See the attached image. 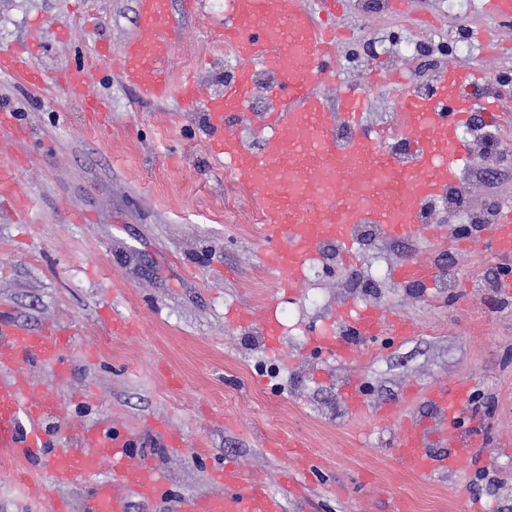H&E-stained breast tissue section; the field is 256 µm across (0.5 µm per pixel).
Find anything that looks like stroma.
Here are the masks:
<instances>
[{
    "mask_svg": "<svg viewBox=\"0 0 512 512\" xmlns=\"http://www.w3.org/2000/svg\"><path fill=\"white\" fill-rule=\"evenodd\" d=\"M366 0H344L337 19L352 38L338 50V85L369 98L366 120L379 126L416 82L432 83L447 64H487L505 109L512 111V25L500 28L503 50L487 55L476 35L483 20L473 0H407L399 13H373ZM180 21L171 67L194 72L222 92L237 70L224 54L223 12L212 0H168ZM137 29L136 0H0V51L32 57L48 74L32 86L0 73V185H23L34 206L0 194V327L32 332L61 329V365L27 356L19 370L53 394L58 412L42 430L51 446L79 447L69 428L105 426L124 434L134 452L165 472L171 498L214 491L212 477L236 462L280 492L294 459L265 453V437L305 442L316 467L300 477L287 512H388L396 496L408 512H512V293L482 287L479 276L512 264L485 245L459 249L424 240H379L362 247L366 266L384 275L372 289L350 287L335 259L313 254L304 286L289 293L261 262L260 227L247 223L252 192L210 152L203 109L141 98L112 67L111 51ZM66 31V43L55 35ZM423 38L428 63L404 57L403 42ZM361 56L400 70L399 85L373 84L354 64ZM88 65L90 96L104 112L84 111L57 77ZM474 209L512 208V152L497 176L475 183ZM449 260L460 272L457 294L394 280L396 265ZM273 302L281 344L269 351L258 327L228 322L229 312ZM384 306L409 320L410 336L346 335L340 310ZM140 326L138 336L114 335L113 315ZM352 352L348 362L315 349L312 331L326 324ZM464 381L482 395L485 442L462 474L429 480L400 471L393 429L379 409L401 417L429 416L409 387ZM360 391L363 412L351 413L340 389ZM166 423L184 439L177 451L159 441ZM110 471L61 487L37 463L0 461V512H48L20 492L41 485L47 498L72 505L93 495Z\"/></svg>",
    "mask_w": 512,
    "mask_h": 512,
    "instance_id": "stroma-1",
    "label": "stroma"
}]
</instances>
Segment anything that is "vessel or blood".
<instances>
[{
    "label": "vessel or blood",
    "instance_id": "1",
    "mask_svg": "<svg viewBox=\"0 0 512 512\" xmlns=\"http://www.w3.org/2000/svg\"><path fill=\"white\" fill-rule=\"evenodd\" d=\"M341 0H232L224 19V42L240 62L234 82L220 94L204 95L194 76L174 80L171 58L179 22L166 10V0H137L139 25L135 34L114 53L126 86L151 100H174L185 106L202 104L209 122V147L224 161L236 182L256 191L263 213L260 227L265 245L264 266L280 274L281 287H301L303 262L323 242L338 244L343 253L355 251L354 228L373 224L387 240L447 241L451 231L421 218L424 206L441 197L455 183L465 159L457 131L472 113L486 124L501 122L498 98L484 95L491 78L482 66L464 70L448 65L426 94L401 101L411 137L410 161L401 165L391 154L377 150L368 127L365 95L338 91L335 109H328L320 84L336 76L335 30L326 19L335 18ZM481 13L497 23L512 21V0H480ZM278 77L277 91L252 127L255 145L224 131V118L249 109L256 89L257 69ZM0 72L21 75L39 85L44 72L32 60L0 52ZM91 73L68 68L61 81L87 111H102L99 100L87 97ZM487 242L493 253L512 254V214L498 216L490 225ZM357 335L388 334L404 338L412 333L405 318L388 309L366 305L348 307L340 315ZM238 324H259L269 349L278 346V332L268 315L252 309L232 315ZM36 355L43 364L56 365L60 338L50 331L29 334L20 328H0V365L18 366L21 357ZM434 421L398 420L395 412L380 409L377 422L397 423L396 455L408 474L430 478L442 471L465 472L470 459L447 452L448 431L462 419L459 412L467 386L433 385L424 392ZM53 396L29 386L21 377L0 384V450L16 461H40L48 477L61 486L84 482L101 466L112 478L100 482L85 512H125L129 494L164 501L169 485L155 463L128 449L119 432L98 427L82 430V449L63 448L46 454L41 420L55 412ZM218 491L187 494L176 502V512H285L286 494L266 485L234 464L215 478Z\"/></svg>",
    "mask_w": 512,
    "mask_h": 512
}]
</instances>
